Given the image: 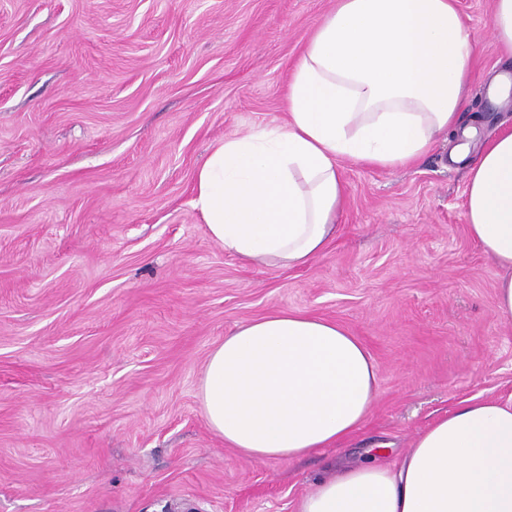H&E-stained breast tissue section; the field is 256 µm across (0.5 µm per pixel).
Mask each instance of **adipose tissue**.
Instances as JSON below:
<instances>
[{
	"instance_id": "ef3b65f1",
	"label": "adipose tissue",
	"mask_w": 512,
	"mask_h": 512,
	"mask_svg": "<svg viewBox=\"0 0 512 512\" xmlns=\"http://www.w3.org/2000/svg\"><path fill=\"white\" fill-rule=\"evenodd\" d=\"M475 52L457 0H336L293 64L287 123L225 138L198 170L194 205L211 237L256 267L306 266L336 237L339 159L393 169L458 135L465 221L499 269L497 312L512 320V129L468 160L477 131L460 113ZM377 395L357 337L288 310L227 334L199 386L209 428L260 460L343 444ZM295 512H512V393L461 400L395 464L334 468Z\"/></svg>"
}]
</instances>
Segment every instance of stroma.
I'll return each instance as SVG.
<instances>
[{
    "label": "stroma",
    "mask_w": 512,
    "mask_h": 512,
    "mask_svg": "<svg viewBox=\"0 0 512 512\" xmlns=\"http://www.w3.org/2000/svg\"><path fill=\"white\" fill-rule=\"evenodd\" d=\"M335 0H0V512H295L329 467L395 463L460 400L512 392L499 270L470 237L453 141L419 163L345 159L346 206L300 269L244 265L194 206L212 145L288 119L290 68ZM462 123L512 107L492 0ZM335 321L378 398L345 444L288 461L226 447L209 353L274 310Z\"/></svg>",
    "instance_id": "1"
}]
</instances>
